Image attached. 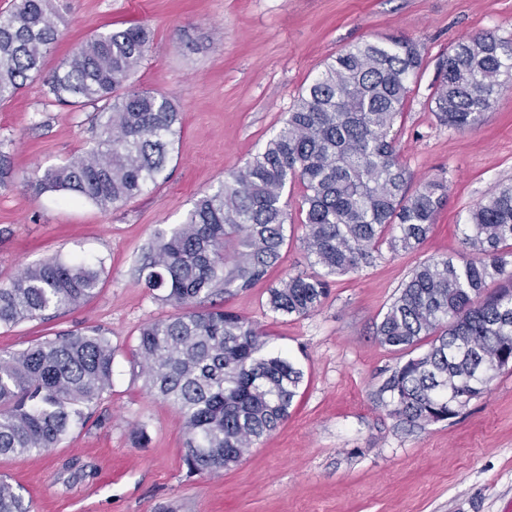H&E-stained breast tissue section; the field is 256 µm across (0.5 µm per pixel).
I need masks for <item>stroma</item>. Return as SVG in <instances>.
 I'll return each instance as SVG.
<instances>
[{
  "mask_svg": "<svg viewBox=\"0 0 512 512\" xmlns=\"http://www.w3.org/2000/svg\"><path fill=\"white\" fill-rule=\"evenodd\" d=\"M59 38L44 74L0 104L14 178L0 187V280L46 257L101 263L97 295L80 306L0 327V352L101 329L114 352L112 387L57 447L0 456V478L32 512H512V368L448 421L412 427L380 390L404 361L376 327L411 270L464 253L470 208L512 181V81L472 130L437 123L438 63L459 40L512 38V0H61ZM139 23L148 52L134 87L164 93L180 131L157 184L107 210L39 191L36 178L92 144V107L59 104L46 75L95 32ZM401 35L424 63L392 133L412 185L442 178L447 201L411 253L383 250L370 266L332 278L318 311L282 316L268 288L311 272L303 247V188L288 198V242L267 280L216 296L258 324L267 350L303 372L288 419L237 465L188 473L177 409L148 390L132 352L140 328L172 315L138 283L154 234L182 223L272 138L336 50ZM145 431L146 440L135 437Z\"/></svg>",
  "mask_w": 512,
  "mask_h": 512,
  "instance_id": "35a3bbf8",
  "label": "stroma"
}]
</instances>
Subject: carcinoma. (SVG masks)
Here are the masks:
<instances>
[{
    "label": "carcinoma",
    "instance_id": "carcinoma-1",
    "mask_svg": "<svg viewBox=\"0 0 512 512\" xmlns=\"http://www.w3.org/2000/svg\"><path fill=\"white\" fill-rule=\"evenodd\" d=\"M56 0H16L0 14V103L42 71L58 36ZM150 40L142 26L107 30L76 48L48 79L50 93L95 109V137L81 155L45 169L40 189L101 209L141 194L166 169L180 112L166 95L129 84ZM417 43L362 41L337 50L299 95L280 130L182 223L157 234L137 280L179 313L145 324L134 357L158 398L183 418L184 463L212 473L238 463L289 415L302 371L263 352L264 333L240 314L201 299L264 279L287 241L286 188L303 186V243L315 274L270 289L276 314L307 316L330 278L373 264L382 245L412 251L446 200L431 179L414 192L391 132L421 69ZM431 97L442 126L479 125L512 79V39L492 33L457 43ZM512 183L469 210L463 243L472 257L416 266L377 326L379 342L409 355L385 382L391 413L411 426L446 421L512 365ZM101 268L47 257L0 281V326L94 298ZM425 339L430 347L413 355ZM112 345L97 329L68 331L0 354V456L56 447L112 382ZM0 512H30L0 480Z\"/></svg>",
    "mask_w": 512,
    "mask_h": 512
}]
</instances>
